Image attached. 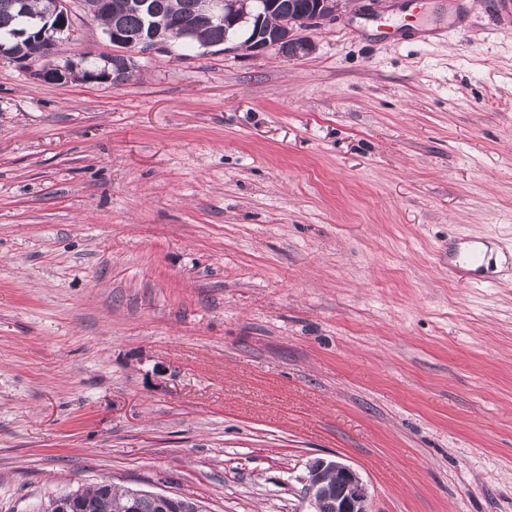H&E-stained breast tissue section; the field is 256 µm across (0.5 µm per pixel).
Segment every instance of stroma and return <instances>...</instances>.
Listing matches in <instances>:
<instances>
[{"mask_svg": "<svg viewBox=\"0 0 512 512\" xmlns=\"http://www.w3.org/2000/svg\"><path fill=\"white\" fill-rule=\"evenodd\" d=\"M70 19L54 62L111 54ZM308 36L118 85L0 58V512H311L317 458L373 512H512V0ZM138 493L137 497H133L137 502V510L134 512H166L163 510L162 503L165 508H173L177 503V498L172 494L152 493L158 499V502L151 494L135 489H122L112 486V483L102 481L88 488H78L49 499L48 504L43 508L44 512H57L60 505L67 510L71 505L73 498H65L74 496L77 499L78 512H128L125 507L129 499ZM65 498V499H63ZM63 499V501H62ZM62 501V502H61ZM61 502V503H60ZM60 503V505H59ZM176 511L171 512H198L194 502L179 497Z\"/></svg>", "mask_w": 512, "mask_h": 512, "instance_id": "stroma-1", "label": "stroma"}]
</instances>
